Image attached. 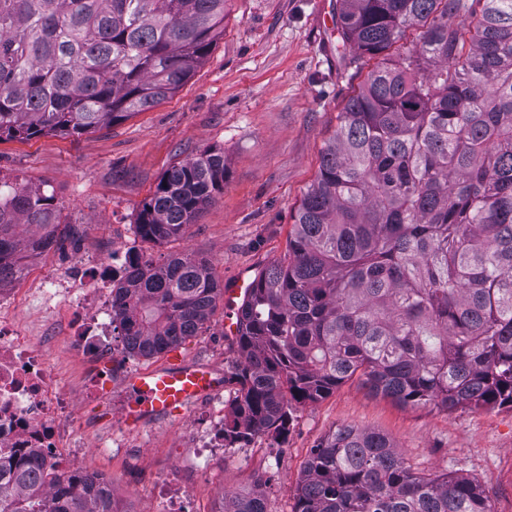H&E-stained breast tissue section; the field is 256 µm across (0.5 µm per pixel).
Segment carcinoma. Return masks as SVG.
Masks as SVG:
<instances>
[{
	"label": "carcinoma",
	"mask_w": 512,
	"mask_h": 512,
	"mask_svg": "<svg viewBox=\"0 0 512 512\" xmlns=\"http://www.w3.org/2000/svg\"><path fill=\"white\" fill-rule=\"evenodd\" d=\"M336 47L376 60L304 192L283 259L236 315L238 394L224 447L278 440L294 413L356 378L402 406L512 410V0H338ZM228 0H0V140L69 136L173 97L224 35ZM418 31L407 40V31ZM224 193V152L160 178L140 237L185 236ZM54 193L0 176V284L57 239ZM31 228L28 236L18 232ZM224 285L169 252L112 288L125 350L198 335ZM46 483L45 501L26 492ZM256 475L223 512H268ZM0 512H128L111 485L0 464ZM292 512H491L481 484L416 473L385 434L343 425L311 449Z\"/></svg>",
	"instance_id": "1"
}]
</instances>
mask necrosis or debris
I'll return each instance as SVG.
<instances>
[{
  "mask_svg": "<svg viewBox=\"0 0 512 512\" xmlns=\"http://www.w3.org/2000/svg\"><path fill=\"white\" fill-rule=\"evenodd\" d=\"M139 261V251L126 244L104 260L69 258L24 295L47 313L63 307L90 382L107 376L112 358V282ZM24 296L0 287V463L26 458L40 468L93 477L69 426L75 398L54 376L48 342L14 317Z\"/></svg>",
  "mask_w": 512,
  "mask_h": 512,
  "instance_id": "obj_1",
  "label": "necrosis or debris"
}]
</instances>
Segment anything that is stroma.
<instances>
[{"mask_svg":"<svg viewBox=\"0 0 512 512\" xmlns=\"http://www.w3.org/2000/svg\"><path fill=\"white\" fill-rule=\"evenodd\" d=\"M373 66L355 50L337 54L336 0H229L223 36L171 99L79 135L1 140L0 175L54 191L63 254L105 257L120 242L156 257L179 251L206 257L232 288L286 253L295 209L337 116ZM207 148L224 152L223 194L183 239L143 242L135 232L143 201L168 169ZM19 312L50 330L57 372L77 398L72 427L89 464L130 512H164L162 489L170 485L187 492V512H214L224 493L251 485L258 473L268 479L270 512H291L310 449L343 424L385 433L415 471L477 481L493 512H512L510 410L405 407L354 379L300 408L282 442L259 435L232 457L201 453L191 446L193 434L238 389L230 375L240 354L224 332V305L199 335L157 357L116 351L111 378L94 386L67 331L27 304ZM172 365L207 367L222 384L180 414L127 425L126 376ZM117 438L123 447L111 448Z\"/></svg>","mask_w":512,"mask_h":512,"instance_id":"1","label":"stroma"}]
</instances>
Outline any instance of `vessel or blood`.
Segmentation results:
<instances>
[{"mask_svg": "<svg viewBox=\"0 0 512 512\" xmlns=\"http://www.w3.org/2000/svg\"><path fill=\"white\" fill-rule=\"evenodd\" d=\"M127 386L130 397L124 418L141 424L206 397L216 390L217 381L209 369L200 366L161 367L132 373Z\"/></svg>", "mask_w": 512, "mask_h": 512, "instance_id": "1", "label": "vessel or blood"}]
</instances>
